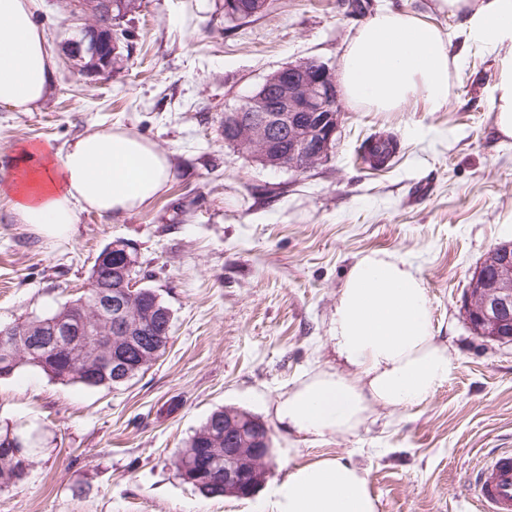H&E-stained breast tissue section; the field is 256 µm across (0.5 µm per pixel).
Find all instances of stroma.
I'll return each mask as SVG.
<instances>
[{
	"label": "stroma",
	"instance_id": "1",
	"mask_svg": "<svg viewBox=\"0 0 512 512\" xmlns=\"http://www.w3.org/2000/svg\"><path fill=\"white\" fill-rule=\"evenodd\" d=\"M54 60L31 111L0 107V168L18 146L60 148L89 129L136 132L170 155L166 190L114 219L80 214L68 239L16 223L0 197V327L49 315L84 293L98 253L138 252L143 285L172 312L164 354L117 389L50 379L26 366L0 377V427L35 433L27 476L0 487V512H258L289 468L321 456L366 469L380 512H477L475 466L512 449V344L477 336L462 308L487 252L512 241V140L497 136L499 60L467 41L435 0H269L224 17V0H142L132 43L89 80L61 44L78 26L62 0H30ZM383 9L421 16L459 58L447 105L398 112L342 106L327 161L265 168L224 142L222 123L275 70L304 59L337 67ZM400 150L385 167L357 157L373 133ZM384 250L411 262L431 298L436 341L453 369L425 403L375 407L354 434L298 444L273 407L311 370L332 367L331 317L350 266ZM260 416L274 463L248 498H208L173 459L216 408Z\"/></svg>",
	"mask_w": 512,
	"mask_h": 512
}]
</instances>
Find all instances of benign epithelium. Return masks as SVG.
<instances>
[{
  "instance_id": "benign-epithelium-1",
  "label": "benign epithelium",
  "mask_w": 512,
  "mask_h": 512,
  "mask_svg": "<svg viewBox=\"0 0 512 512\" xmlns=\"http://www.w3.org/2000/svg\"><path fill=\"white\" fill-rule=\"evenodd\" d=\"M112 30L98 24H84L80 36L64 41L65 55L72 66L85 54L94 57L96 67L89 77L112 71ZM274 92L276 98L265 106V95ZM253 115L233 125L235 144L248 145L259 141L258 156L274 169L302 170L301 160H319L329 155L339 128L338 91L333 70L323 63L304 60L290 64L268 76L248 98ZM288 141L283 149L281 141ZM110 250L122 257L114 287L95 289L82 298L80 306L97 311L111 328L110 335L98 334L97 326L87 319H59L52 323L51 336L41 335V323L24 327L16 324L0 330V346L12 347L14 337L29 336L26 353L36 356L50 348L58 337L74 334L91 336L100 343L95 365L112 371L118 382L129 373L128 357L138 347L142 327L148 319L159 315L158 309L145 306L140 300L139 282L132 270L138 263L137 253L126 243H114ZM463 309L472 329L482 338L501 343L512 342V242L499 244L490 250L473 273L471 288L464 297ZM225 433L242 434L253 443L252 457L238 455L235 450L224 452V489L238 497H250L256 491L258 479L253 462L267 454L269 430L260 421L244 430L235 420L225 424Z\"/></svg>"
}]
</instances>
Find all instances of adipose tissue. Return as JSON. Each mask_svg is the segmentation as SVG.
Segmentation results:
<instances>
[{"instance_id": "adipose-tissue-1", "label": "adipose tissue", "mask_w": 512, "mask_h": 512, "mask_svg": "<svg viewBox=\"0 0 512 512\" xmlns=\"http://www.w3.org/2000/svg\"><path fill=\"white\" fill-rule=\"evenodd\" d=\"M460 19L468 39L497 51L496 133L512 139V0H436ZM53 59L28 0H0V106L27 112L49 89ZM456 71L449 41L420 16L381 10L360 26L339 61L348 106L397 112L409 101L431 109L448 101ZM167 153L134 132L92 130L65 148L24 145L0 196L19 223L69 238L79 215L115 218L160 195L170 177ZM431 300L417 269L386 252H371L349 269L331 320L330 340L343 369L308 373L274 406L276 420L303 441L356 433L375 407L425 402L444 385L453 363L435 340ZM366 470L325 457L288 470L262 512H379Z\"/></svg>"}]
</instances>
